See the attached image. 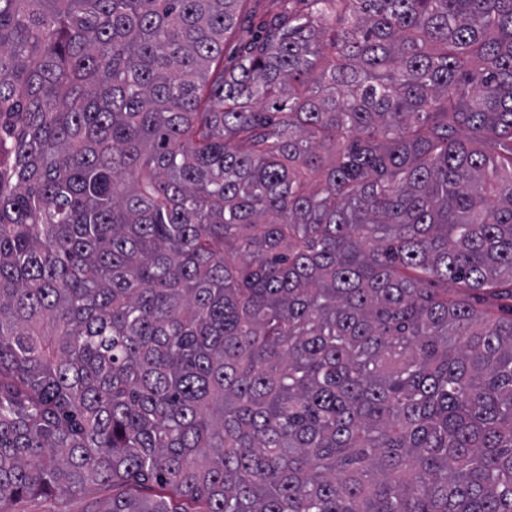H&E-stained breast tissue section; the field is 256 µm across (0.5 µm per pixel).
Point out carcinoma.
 I'll use <instances>...</instances> for the list:
<instances>
[{"label": "carcinoma", "mask_w": 512, "mask_h": 512, "mask_svg": "<svg viewBox=\"0 0 512 512\" xmlns=\"http://www.w3.org/2000/svg\"><path fill=\"white\" fill-rule=\"evenodd\" d=\"M246 5L0 0V512H512V0ZM13 508L20 512H80L84 508V503L79 497L61 495L53 500L23 501L14 505Z\"/></svg>", "instance_id": "obj_1"}]
</instances>
